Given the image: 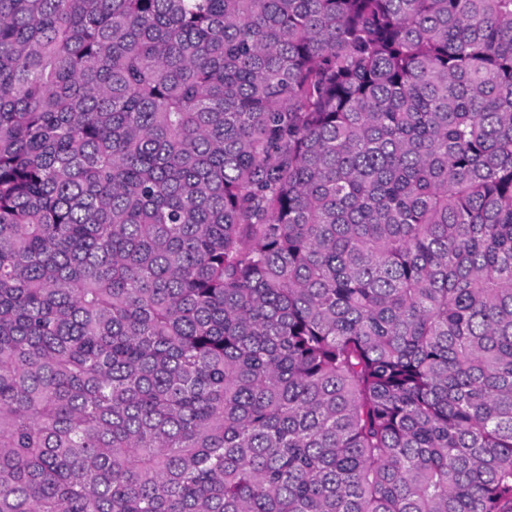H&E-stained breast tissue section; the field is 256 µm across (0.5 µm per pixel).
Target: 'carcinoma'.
I'll use <instances>...</instances> for the list:
<instances>
[{"instance_id": "cac0c4a2", "label": "carcinoma", "mask_w": 512, "mask_h": 512, "mask_svg": "<svg viewBox=\"0 0 512 512\" xmlns=\"http://www.w3.org/2000/svg\"><path fill=\"white\" fill-rule=\"evenodd\" d=\"M0 512H512V0H0Z\"/></svg>"}]
</instances>
